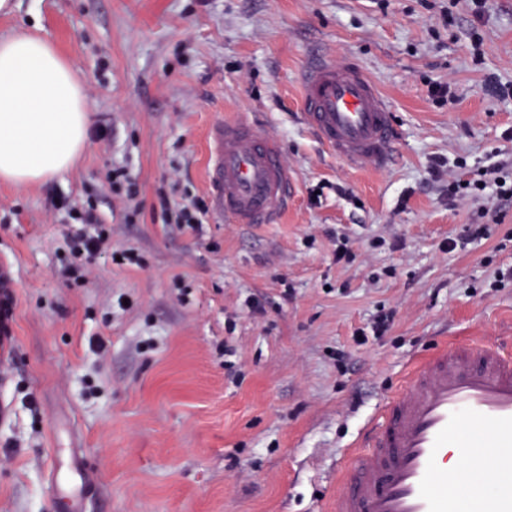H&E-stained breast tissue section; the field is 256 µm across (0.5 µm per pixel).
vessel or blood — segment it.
I'll use <instances>...</instances> for the list:
<instances>
[{
    "instance_id": "vessel-or-blood-1",
    "label": "vessel or blood",
    "mask_w": 512,
    "mask_h": 512,
    "mask_svg": "<svg viewBox=\"0 0 512 512\" xmlns=\"http://www.w3.org/2000/svg\"><path fill=\"white\" fill-rule=\"evenodd\" d=\"M302 118L347 165L384 169L393 153L388 104L352 59L316 56L300 78ZM208 196L212 211L238 224L275 223L288 207L289 170L279 141L239 120L208 132ZM485 449L498 477L475 479L448 467L449 453ZM69 512H83L92 477L72 454ZM327 512H512V353L478 340L453 341L416 359L392 395L364 450L338 472Z\"/></svg>"
}]
</instances>
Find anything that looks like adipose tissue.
<instances>
[{"instance_id": "ef3b65f1", "label": "adipose tissue", "mask_w": 512, "mask_h": 512, "mask_svg": "<svg viewBox=\"0 0 512 512\" xmlns=\"http://www.w3.org/2000/svg\"><path fill=\"white\" fill-rule=\"evenodd\" d=\"M93 114L54 44L33 30L0 37V182L42 184L71 170Z\"/></svg>"}]
</instances>
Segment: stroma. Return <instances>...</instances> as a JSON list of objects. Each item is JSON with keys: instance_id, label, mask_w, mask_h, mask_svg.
<instances>
[{"instance_id": "1", "label": "stroma", "mask_w": 512, "mask_h": 512, "mask_svg": "<svg viewBox=\"0 0 512 512\" xmlns=\"http://www.w3.org/2000/svg\"><path fill=\"white\" fill-rule=\"evenodd\" d=\"M21 0L0 36L38 28L78 74L96 118L68 173L0 183V264L14 289L0 343V512H63L50 485L78 449L85 512H326L336 468L417 357L450 339L512 350V204L448 203L432 174L512 161V0ZM349 57L387 98L391 164L359 173L300 117L311 56ZM450 85L454 99L431 96ZM274 134L293 182L278 224L206 214L163 223L157 198L202 199L220 119ZM121 168L134 199L112 189ZM345 194H338L337 186ZM112 246L66 275L74 211ZM349 262H336L337 236ZM399 239L402 247L390 251ZM128 300L119 306L118 297ZM388 313L384 335L370 324ZM58 449L51 457L49 449Z\"/></svg>"}]
</instances>
